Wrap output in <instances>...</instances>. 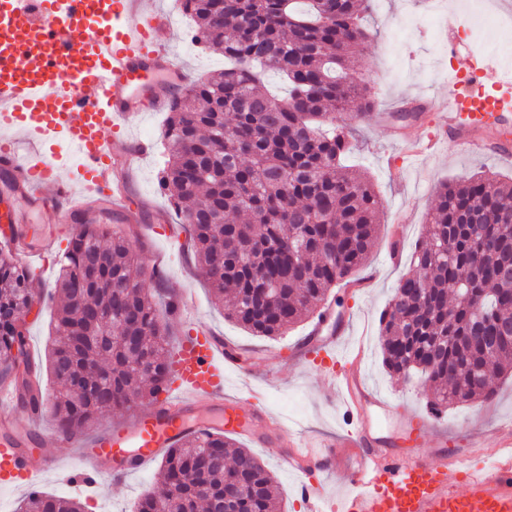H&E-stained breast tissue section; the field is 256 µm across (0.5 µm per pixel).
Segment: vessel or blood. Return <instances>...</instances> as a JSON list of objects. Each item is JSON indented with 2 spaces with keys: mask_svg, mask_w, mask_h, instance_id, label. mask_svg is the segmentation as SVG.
Listing matches in <instances>:
<instances>
[{
  "mask_svg": "<svg viewBox=\"0 0 512 512\" xmlns=\"http://www.w3.org/2000/svg\"><path fill=\"white\" fill-rule=\"evenodd\" d=\"M167 25V14L143 0H0V171L9 177L0 190V235L24 262L37 261L44 249L18 233L23 211L53 214L60 224H93L114 210L136 222L128 158L147 155L151 144L131 138L128 124L141 113L166 111L189 82L159 38ZM445 49L467 69L451 79L447 100L426 104L443 111L456 147L484 149L481 131L502 118L511 99L512 60L476 54L453 36ZM64 144L79 156L69 174L59 162ZM346 331L338 323L326 338L314 328L308 344L320 362L336 361V402L353 424L337 442L355 449L356 466L335 512H512V425L497 430L501 453L488 468L471 467L443 442L428 454L409 449L430 430L426 416L400 421L406 445L388 447L378 434L388 404L365 384L362 345L336 350ZM238 364L223 337H184L170 357L172 395L145 402L134 425L69 439L68 447L80 451L77 467L48 453L32 466L42 437L20 424L12 391L0 385V487L31 493L48 475L87 488L107 477L122 480L204 427L278 449L281 465L298 478L307 512H324L316 476L325 470L327 440L292 436L280 443L285 428L278 418L242 411L224 390L225 372Z\"/></svg>",
  "mask_w": 512,
  "mask_h": 512,
  "instance_id": "vessel-or-blood-1",
  "label": "vessel or blood"
}]
</instances>
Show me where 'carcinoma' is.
<instances>
[{
    "label": "carcinoma",
    "mask_w": 512,
    "mask_h": 512,
    "mask_svg": "<svg viewBox=\"0 0 512 512\" xmlns=\"http://www.w3.org/2000/svg\"><path fill=\"white\" fill-rule=\"evenodd\" d=\"M363 0H181L192 39L224 69L173 99L163 133L162 184L189 230L199 265L227 317L257 336H281L333 286L363 267L380 199L342 161L344 112L368 114L367 86L347 61L370 41ZM288 82L269 92L264 72ZM512 182L477 175L443 185L424 240L380 317L383 362L430 383V409L488 399L487 373L512 372ZM61 303L46 371L57 389L55 435H81L116 410L166 390L167 331L130 242L108 224H80L60 263ZM35 274L0 245V382L22 404L28 381L27 305ZM161 498L136 512H274V478L247 448L200 429L160 463ZM17 512H84L39 491Z\"/></svg>",
    "instance_id": "1"
}]
</instances>
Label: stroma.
Segmentation results:
<instances>
[{
  "instance_id": "35a3bbf8",
  "label": "stroma",
  "mask_w": 512,
  "mask_h": 512,
  "mask_svg": "<svg viewBox=\"0 0 512 512\" xmlns=\"http://www.w3.org/2000/svg\"><path fill=\"white\" fill-rule=\"evenodd\" d=\"M146 2L167 12L169 26L161 37L168 41L177 61L191 77L223 69L222 56L190 42L191 21L183 13L179 0ZM470 2L442 0L437 6L433 0H370L367 23L373 36L351 64L353 78L369 86L375 109L366 116L345 114L344 121L354 128L355 134L344 162L372 179L381 199L380 226L368 258L358 272L359 277L370 278L369 287L359 295L333 288L328 302L333 305L337 318H350V340L364 347L367 386L390 402L401 416L427 413L430 386L421 378L404 382L388 375L379 344V314L399 279L414 269L411 262L414 245L423 234L439 188L481 171L512 179V158L492 150L460 152L443 139L440 111L422 113L419 119L406 124L396 120L388 125L382 120L384 113L397 111L402 102L417 94L447 98L451 73L464 69L465 64L450 59L445 50V16L463 17L459 35L469 40L476 51L489 50L512 57V32L502 30L512 15L505 12L502 0H480L482 12L478 15L470 10ZM165 118L162 112L146 114L131 129L133 137L149 140L154 145L151 154L131 159V191L142 201L144 209L141 222L135 227L119 220L112 222L111 227L123 233L134 230L132 244L139 260L163 255L161 275L146 279L151 293L164 299L169 290L185 288L194 296L195 307L188 316L166 318L170 346H177L193 326L222 336L225 343L237 348L243 370L255 373L256 393L243 399V410L269 411L305 435L332 437L344 433L348 421L336 404L335 390L326 370L320 363L301 358L298 352V343L311 330L313 318H306L284 335L271 339L252 335L225 317L193 250L183 243L172 245L153 231L157 213H164L170 224L178 222L159 186L165 161L162 137ZM402 130L422 140H440L439 152L419 157L407 155L398 136ZM24 220L29 235L48 247L44 267L32 286L34 295H46L47 301L37 305L26 318L30 353L41 361L51 341L52 321L60 301L54 283L68 237L62 234L50 239L56 224L52 215L28 213ZM491 385L495 391L492 400L448 408L436 422L438 433L447 437L449 446L464 449L470 439L483 440L481 454L474 459L478 465L495 453L494 431L512 423V374L492 375ZM252 451L275 478L281 512H305L296 494V479L278 466L275 449L256 445ZM158 471L159 464L154 461L127 480H101L94 490L64 485L48 476L43 479L41 489L59 497L80 499L86 512H134V504L141 495L161 491Z\"/></svg>"
}]
</instances>
